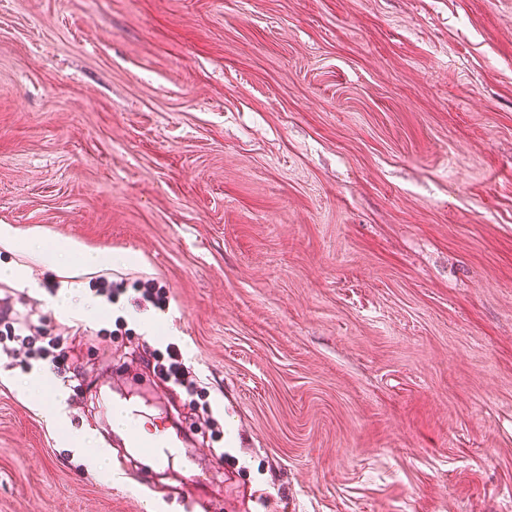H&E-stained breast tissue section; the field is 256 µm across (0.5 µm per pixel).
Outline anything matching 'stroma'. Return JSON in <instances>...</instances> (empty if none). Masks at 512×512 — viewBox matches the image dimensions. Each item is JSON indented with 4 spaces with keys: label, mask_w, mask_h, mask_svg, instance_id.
<instances>
[{
    "label": "stroma",
    "mask_w": 512,
    "mask_h": 512,
    "mask_svg": "<svg viewBox=\"0 0 512 512\" xmlns=\"http://www.w3.org/2000/svg\"><path fill=\"white\" fill-rule=\"evenodd\" d=\"M2 224L114 260L0 241L84 370L0 349V512H512V0H0ZM63 254H78L82 267H96L112 263V252L79 253L69 242L56 241L49 250L40 251L38 259L46 266L52 267ZM139 293V296L133 299V306L143 308L148 304L153 307L163 310L168 306V296L165 288L156 286L153 281H146L143 283L142 288H134ZM166 358L164 362L155 361L153 365V371L165 380L173 381L180 385L187 383V367L183 362V355L181 349L177 343H167L165 348ZM129 443L131 448H141V451L146 454L152 463L159 467L169 465L177 454L184 453L187 456L186 449L181 448L184 446L181 441L163 435L160 438L146 440L136 433H131ZM159 448L163 449L160 450Z\"/></svg>",
    "instance_id": "stroma-1"
}]
</instances>
